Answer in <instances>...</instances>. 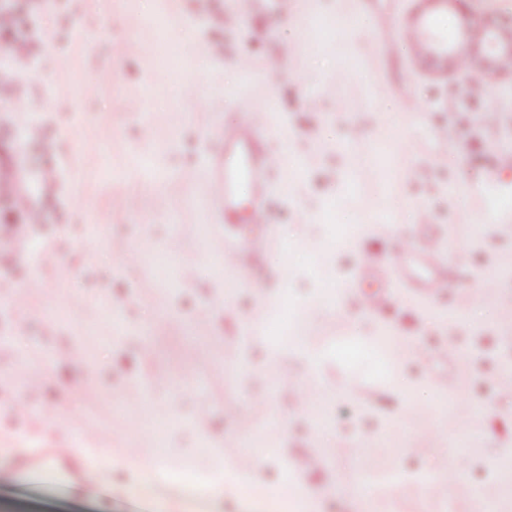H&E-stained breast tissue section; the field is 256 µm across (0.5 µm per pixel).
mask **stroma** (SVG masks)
<instances>
[{
	"label": "stroma",
	"mask_w": 512,
	"mask_h": 512,
	"mask_svg": "<svg viewBox=\"0 0 512 512\" xmlns=\"http://www.w3.org/2000/svg\"><path fill=\"white\" fill-rule=\"evenodd\" d=\"M0 446L71 442L112 459L94 501L19 481L0 499L38 512H171L142 481L222 467L224 441L263 445L262 500L306 487L311 512H512V73L472 100L415 73L404 0H0ZM239 13L234 28L227 12ZM512 49V0H448ZM185 50L178 76L130 40ZM288 68L272 70L282 54ZM252 111L279 154L273 241L229 280L224 130ZM442 154L443 163L433 161ZM333 211L352 235L334 239ZM433 218L459 295L399 297L367 313L353 290L394 236ZM394 224V236L377 224ZM170 258L169 287L144 258ZM278 344L265 322L285 297ZM454 389L439 393L440 380ZM308 406H300L304 394ZM168 419L166 441L148 422ZM135 449L136 464L124 463ZM447 478L436 496L416 474ZM477 488L471 498L466 488Z\"/></svg>",
	"instance_id": "obj_1"
}]
</instances>
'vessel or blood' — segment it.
Masks as SVG:
<instances>
[{
    "instance_id": "obj_1",
    "label": "vessel or blood",
    "mask_w": 512,
    "mask_h": 512,
    "mask_svg": "<svg viewBox=\"0 0 512 512\" xmlns=\"http://www.w3.org/2000/svg\"><path fill=\"white\" fill-rule=\"evenodd\" d=\"M417 7L401 36V44L410 59L417 63L447 65L448 50L458 38L449 35L444 23L447 0H416ZM493 34L483 24L472 23L461 39L473 49L457 57V66L468 87L487 84L486 47ZM267 117L262 112H250L236 126L224 131L223 172L210 185V197L224 203V224L231 227L229 248L224 253V265L235 273L249 272L253 260L264 254L270 244L264 232L271 223L269 198L274 192V172L280 166L277 154L269 150L262 131ZM358 284L374 282L380 289L365 292L361 301L366 311L374 313L396 295L417 299H432L455 291L456 279L442 267L438 244L430 237L416 241L398 238L393 257L385 266L367 264L357 275ZM83 476L80 493L86 498L102 494L99 471L106 462L98 449L65 443L55 448H12L0 452V479L22 478L43 483L59 491L69 490L71 482L56 465V459Z\"/></svg>"
}]
</instances>
